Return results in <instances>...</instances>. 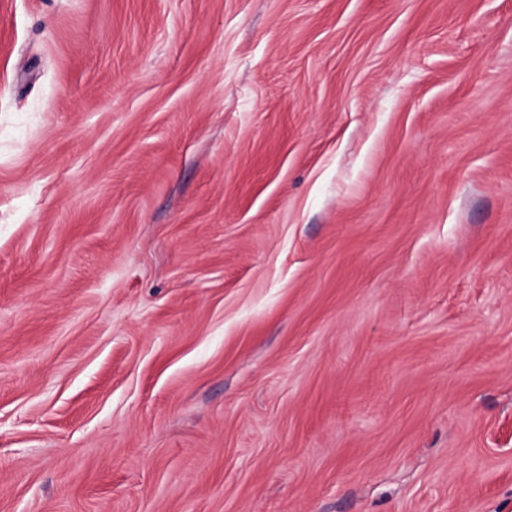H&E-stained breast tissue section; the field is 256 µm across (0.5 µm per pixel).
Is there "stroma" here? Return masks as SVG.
<instances>
[{"instance_id": "obj_1", "label": "stroma", "mask_w": 512, "mask_h": 512, "mask_svg": "<svg viewBox=\"0 0 512 512\" xmlns=\"http://www.w3.org/2000/svg\"><path fill=\"white\" fill-rule=\"evenodd\" d=\"M0 512H512V0H0Z\"/></svg>"}]
</instances>
